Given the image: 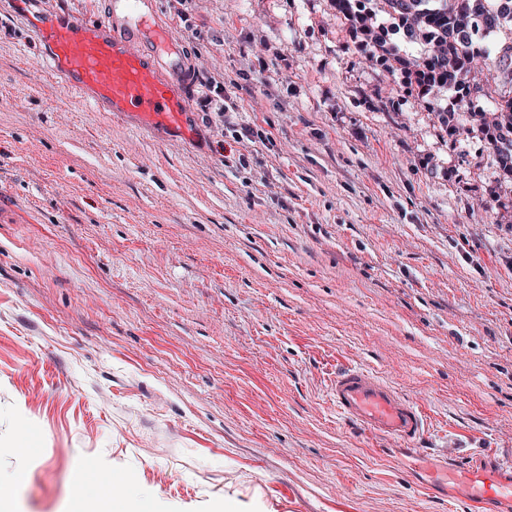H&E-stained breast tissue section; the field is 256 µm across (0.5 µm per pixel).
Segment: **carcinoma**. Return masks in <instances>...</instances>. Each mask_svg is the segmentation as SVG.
<instances>
[{
    "instance_id": "carcinoma-1",
    "label": "carcinoma",
    "mask_w": 512,
    "mask_h": 512,
    "mask_svg": "<svg viewBox=\"0 0 512 512\" xmlns=\"http://www.w3.org/2000/svg\"><path fill=\"white\" fill-rule=\"evenodd\" d=\"M333 2L345 21L365 35L374 52L393 58L405 69L408 62L399 56L397 46L376 27L377 13L397 20L408 38L431 47V53L415 69V83L422 96L435 87L468 91L472 74L494 63L493 82L511 86L495 102V111L504 120L490 122L485 112L469 116H477L482 125L493 128L490 140L496 159L512 172V39L485 47L481 45L483 36L476 34L479 25L489 33L512 27V8L492 9L491 0H375L373 12L355 8L358 0Z\"/></svg>"
}]
</instances>
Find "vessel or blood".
<instances>
[{
	"instance_id": "obj_1",
	"label": "vessel or blood",
	"mask_w": 512,
	"mask_h": 512,
	"mask_svg": "<svg viewBox=\"0 0 512 512\" xmlns=\"http://www.w3.org/2000/svg\"><path fill=\"white\" fill-rule=\"evenodd\" d=\"M158 15V0H108L102 16L78 24L63 13L45 14L35 30L48 70L98 111L131 113L142 125L180 133L194 87L186 76L184 42ZM329 394L337 415L369 435L415 446L429 430L423 406L372 369H338ZM443 477L462 486L471 512H497L512 503V475L498 466L472 462L445 469Z\"/></svg>"
}]
</instances>
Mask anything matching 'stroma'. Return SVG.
I'll use <instances>...</instances> for the list:
<instances>
[{
  "label": "stroma",
  "mask_w": 512,
  "mask_h": 512,
  "mask_svg": "<svg viewBox=\"0 0 512 512\" xmlns=\"http://www.w3.org/2000/svg\"><path fill=\"white\" fill-rule=\"evenodd\" d=\"M60 8L103 0H0L11 512H74L100 470L155 512H467L328 388L375 369L431 462L512 469V174L463 116L488 92L418 98L333 0H189L188 28L162 0L194 84L236 103L183 136L47 70L23 20ZM204 86L211 94H207L204 98V107L214 103L215 112H228L230 110V106L227 104V100L228 98L230 100V97L224 91V82L217 81L215 77H210L204 81Z\"/></svg>",
  "instance_id": "1"
}]
</instances>
